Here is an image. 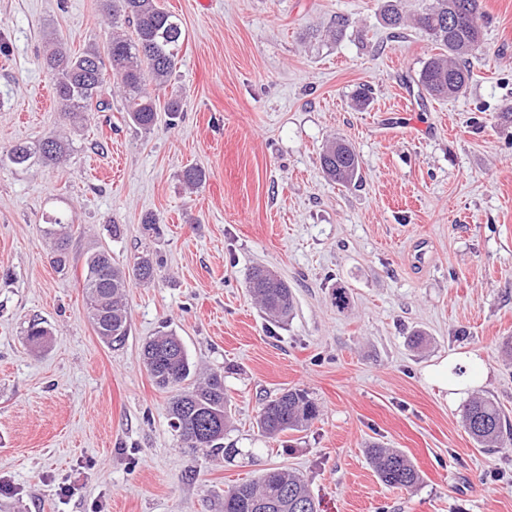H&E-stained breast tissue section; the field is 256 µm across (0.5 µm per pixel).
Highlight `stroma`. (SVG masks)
<instances>
[{
    "label": "stroma",
    "mask_w": 512,
    "mask_h": 512,
    "mask_svg": "<svg viewBox=\"0 0 512 512\" xmlns=\"http://www.w3.org/2000/svg\"><path fill=\"white\" fill-rule=\"evenodd\" d=\"M383 3L158 0L186 38L150 93L181 112L147 133L117 92L77 129L41 103L47 37L73 52L104 46L100 0H0V512H220L227 487L277 467L305 476L320 512H512V445H476L461 402L426 375L478 359L476 394L512 417V0H482L483 50L451 99L419 83L435 45L410 21L386 26ZM339 15L349 25L334 40ZM52 131L71 143L58 167L5 162ZM336 138L358 153L360 182L324 175ZM189 166L206 174L192 189ZM56 214L73 223L62 271L41 233ZM99 248L120 266L146 252L162 265L130 288L116 348L82 293ZM257 265L291 288L288 321L249 294ZM34 320L49 330L39 348L26 337ZM164 327L223 374L235 457L182 447L171 429L169 393L141 359ZM295 387L318 418L263 435L262 402ZM372 443L403 450L422 482L385 486Z\"/></svg>",
    "instance_id": "1"
}]
</instances>
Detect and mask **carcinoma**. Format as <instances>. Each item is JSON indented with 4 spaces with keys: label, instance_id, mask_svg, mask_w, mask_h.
I'll return each mask as SVG.
<instances>
[{
    "label": "carcinoma",
    "instance_id": "obj_1",
    "mask_svg": "<svg viewBox=\"0 0 512 512\" xmlns=\"http://www.w3.org/2000/svg\"><path fill=\"white\" fill-rule=\"evenodd\" d=\"M400 4L401 0H386L382 7V19L392 28L407 22ZM101 5L103 12L112 17V24L122 19L133 26V34L113 33L103 49L90 47L79 53L67 51L58 39H53L44 56V65L52 77L53 96L62 119L78 126L92 112L111 110L110 85L115 82L121 89L128 119L149 131L156 124L157 104L146 86L169 82L185 39L182 23L162 9L157 0H101ZM480 7V0H431L413 18L440 50L424 63L419 74L421 86L430 95L443 99L462 93L469 70L460 58L482 46ZM38 152L44 164L57 165L66 156L67 147L55 134L39 143ZM31 158L32 149L26 144H16L7 152L9 163L15 167L28 165ZM320 164L326 177L342 186L360 177L359 156L342 140L326 146ZM71 232L72 224L62 216L50 218L43 228L52 244V263L61 269L68 261ZM160 268V262L148 254L137 257L129 270L115 266L111 254L104 249L87 255L82 288L89 320L104 344L125 342L130 330L128 290L134 281H154ZM248 287L269 319L286 321L291 316V290L273 271L253 268ZM142 356L155 384L172 392L171 427L180 441L188 448L212 454L237 452L224 447L230 422L224 376L216 372L200 376L180 338L171 331L149 339ZM318 415V406L305 390L289 388L263 403L257 427L263 434L275 437L303 430ZM463 425L483 448H496L506 438L512 441V423L490 398H472L464 408ZM367 454L380 481L390 488L410 489L422 480L412 461L397 449L373 444ZM224 512H318V507L304 475L275 469L225 490Z\"/></svg>",
    "mask_w": 512,
    "mask_h": 512
}]
</instances>
